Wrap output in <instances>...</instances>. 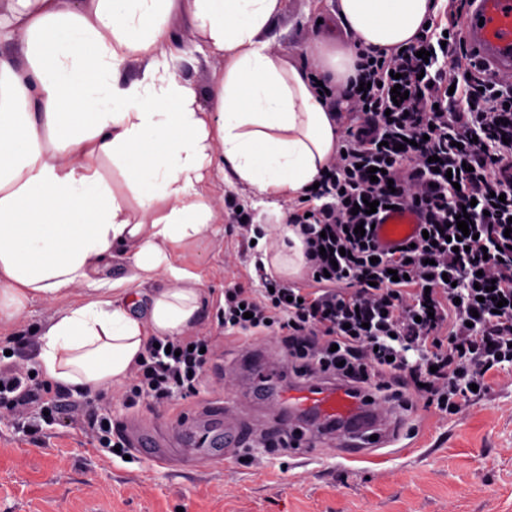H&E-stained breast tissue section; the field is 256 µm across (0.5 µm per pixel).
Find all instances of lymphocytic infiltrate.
<instances>
[{"label": "lymphocytic infiltrate", "mask_w": 512, "mask_h": 512, "mask_svg": "<svg viewBox=\"0 0 512 512\" xmlns=\"http://www.w3.org/2000/svg\"><path fill=\"white\" fill-rule=\"evenodd\" d=\"M470 4L448 0L405 48L359 51L356 78L325 94L347 106L341 152L284 218L304 237L313 289L259 264V287H225L218 313L231 336L276 339L292 375L404 405L415 393L449 415L485 397L512 364V78L471 57L462 37ZM398 85L409 96L396 104ZM365 200L418 212L410 247L379 245L377 214L358 208ZM213 353L199 337L146 341L135 395L168 404L196 393ZM40 397L30 374L0 367V404L22 411Z\"/></svg>", "instance_id": "obj_1"}]
</instances>
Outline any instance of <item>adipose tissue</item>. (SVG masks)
I'll return each instance as SVG.
<instances>
[{"label":"adipose tissue","instance_id":"ef3b65f1","mask_svg":"<svg viewBox=\"0 0 512 512\" xmlns=\"http://www.w3.org/2000/svg\"><path fill=\"white\" fill-rule=\"evenodd\" d=\"M444 6L336 0L357 47L314 40L293 59L266 38L283 0H0V330L53 304L35 367L75 394L123 384L150 337L191 336L209 294L180 258L218 219L207 170L273 203L303 196L339 141L321 85H345L357 49L410 43ZM177 17L224 60L209 106L176 73ZM257 242L266 270L305 273L295 229ZM115 263L123 276L105 281Z\"/></svg>","mask_w":512,"mask_h":512}]
</instances>
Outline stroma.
I'll return each instance as SVG.
<instances>
[{"instance_id": "stroma-1", "label": "stroma", "mask_w": 512, "mask_h": 512, "mask_svg": "<svg viewBox=\"0 0 512 512\" xmlns=\"http://www.w3.org/2000/svg\"><path fill=\"white\" fill-rule=\"evenodd\" d=\"M336 0H284L268 34L273 52L294 57L313 37L342 36L333 16ZM180 58L177 73L207 94L222 67L220 59L189 37L187 20L176 24ZM209 188L220 210L210 239L183 259L212 295L239 283L259 287L249 250L243 245L228 202L242 206L252 224L268 221L266 199L255 191L232 189L212 179ZM205 308L195 330L215 347L194 396L160 407L151 400L128 403V385L74 395L45 387L44 401L64 398L58 413L41 404L25 416L34 433L18 428L0 408V512H512V365L493 380L490 392L446 415L415 402L403 412L394 448L375 459L349 461L327 450L308 460L292 445L305 443L296 432L282 447L253 439L216 462L192 460L177 445V428L220 401L265 420L270 394L257 389L245 398L247 342L225 337ZM100 407L118 429L143 425L175 454L167 464L132 445L109 453L99 449L72 406Z\"/></svg>"}]
</instances>
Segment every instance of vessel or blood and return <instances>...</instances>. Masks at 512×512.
<instances>
[{
    "label": "vessel or blood",
    "mask_w": 512,
    "mask_h": 512,
    "mask_svg": "<svg viewBox=\"0 0 512 512\" xmlns=\"http://www.w3.org/2000/svg\"><path fill=\"white\" fill-rule=\"evenodd\" d=\"M464 38L491 73L512 75V0H473ZM419 222V216L409 210L384 214L377 227L379 244L398 243L412 235ZM302 417L328 430L330 453L349 460L370 458L372 448L388 447L398 435L394 414L379 412L376 403L335 383L304 381L279 391L268 415L278 433H287ZM245 421L242 412L219 405L193 425L181 427L180 433L200 458L214 462L224 458L237 426ZM131 441L149 449L156 461H166L171 455L169 449L159 447L150 430L133 429Z\"/></svg>",
    "instance_id": "b4317fda"
}]
</instances>
